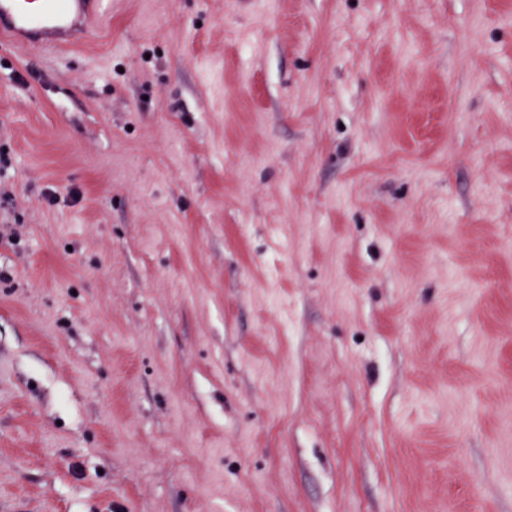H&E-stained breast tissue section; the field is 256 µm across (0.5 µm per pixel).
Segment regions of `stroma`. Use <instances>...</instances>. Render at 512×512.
<instances>
[{
	"instance_id": "obj_1",
	"label": "stroma",
	"mask_w": 512,
	"mask_h": 512,
	"mask_svg": "<svg viewBox=\"0 0 512 512\" xmlns=\"http://www.w3.org/2000/svg\"><path fill=\"white\" fill-rule=\"evenodd\" d=\"M0 157V512H512V0H116Z\"/></svg>"
}]
</instances>
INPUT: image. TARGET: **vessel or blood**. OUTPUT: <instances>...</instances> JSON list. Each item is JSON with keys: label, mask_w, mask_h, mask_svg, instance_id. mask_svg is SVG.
I'll return each instance as SVG.
<instances>
[{"label": "vessel or blood", "mask_w": 512, "mask_h": 512, "mask_svg": "<svg viewBox=\"0 0 512 512\" xmlns=\"http://www.w3.org/2000/svg\"><path fill=\"white\" fill-rule=\"evenodd\" d=\"M107 0H0V36L35 49L65 50L98 35Z\"/></svg>", "instance_id": "1"}]
</instances>
